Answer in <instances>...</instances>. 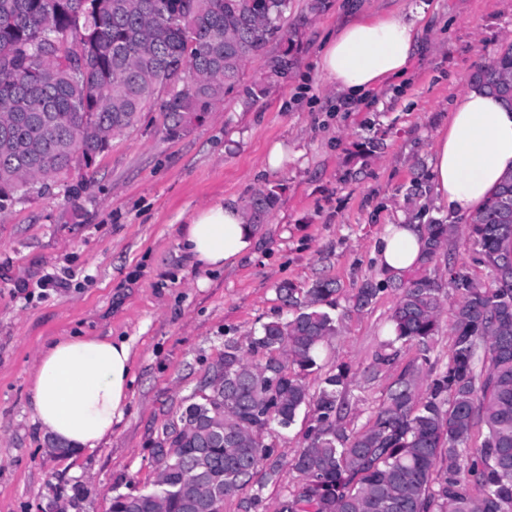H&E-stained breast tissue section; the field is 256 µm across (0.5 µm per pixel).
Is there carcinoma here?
<instances>
[{
	"mask_svg": "<svg viewBox=\"0 0 512 512\" xmlns=\"http://www.w3.org/2000/svg\"><path fill=\"white\" fill-rule=\"evenodd\" d=\"M288 0H0V213L18 195L90 168L112 139L161 102L176 138L224 102L242 67L273 42L286 44L249 91L251 104L284 78L294 33ZM471 85L512 109V43L479 66ZM278 199L257 191L245 206L263 224ZM425 273L366 279L348 310L397 292L390 336L365 368L374 380L402 349L417 356L386 387L366 424L347 428L352 369L339 365L310 392L307 375L342 327L333 315L341 288L320 278L306 291L284 281L288 317L224 343L211 376L222 390L193 393L154 450L165 485L112 499V512H261L265 484L278 479L279 431L312 408L304 446L288 465L299 481L278 512H512V174L467 225H422ZM456 234L472 247L490 283L457 272L448 362L432 359L449 298L427 274ZM263 471L262 481L255 480ZM466 477H461V473Z\"/></svg>",
	"mask_w": 512,
	"mask_h": 512,
	"instance_id": "1",
	"label": "carcinoma"
}]
</instances>
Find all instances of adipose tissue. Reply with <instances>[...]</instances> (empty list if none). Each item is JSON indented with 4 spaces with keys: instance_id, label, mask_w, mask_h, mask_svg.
Listing matches in <instances>:
<instances>
[{
    "instance_id": "1",
    "label": "adipose tissue",
    "mask_w": 512,
    "mask_h": 512,
    "mask_svg": "<svg viewBox=\"0 0 512 512\" xmlns=\"http://www.w3.org/2000/svg\"><path fill=\"white\" fill-rule=\"evenodd\" d=\"M424 7L409 14L366 16L350 23L321 52L320 70L348 99L403 76L419 42ZM512 172V112L481 90L459 95L448 128L436 140L430 179L437 204L467 220ZM422 230L390 224L375 251L382 275L418 268ZM256 229L237 205L198 209L182 229L181 245L200 268L219 270L249 255ZM132 346L125 340L69 336L41 350L33 371L34 417L62 446L78 452L110 438L122 421L131 381Z\"/></svg>"
}]
</instances>
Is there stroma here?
I'll list each match as a JSON object with an SVG mask.
<instances>
[{
	"instance_id": "stroma-1",
	"label": "stroma",
	"mask_w": 512,
	"mask_h": 512,
	"mask_svg": "<svg viewBox=\"0 0 512 512\" xmlns=\"http://www.w3.org/2000/svg\"><path fill=\"white\" fill-rule=\"evenodd\" d=\"M427 2L420 44L400 84L348 107L324 78L323 45L360 16L408 12ZM288 0L294 61L254 105L247 92L264 70L247 63L201 125L168 139L152 106L112 139L87 171L59 177L0 213V512H110L119 494L156 476L154 443L224 353L279 313L276 289L338 280L346 294L380 280L374 246L386 225L447 216L429 179L432 147L475 67L512 42V0ZM282 144L288 159L269 171ZM277 187L253 253L219 272L194 267L180 245L182 217L196 208L244 205ZM488 280L472 249L450 244L431 274ZM54 275L64 288L43 287ZM395 301L381 293L346 317L322 355L325 370L350 365L346 422L360 429L389 376L361 372L385 337ZM124 338L134 362L121 423L99 448L54 447L35 423L30 387L40 350L66 336Z\"/></svg>"
}]
</instances>
